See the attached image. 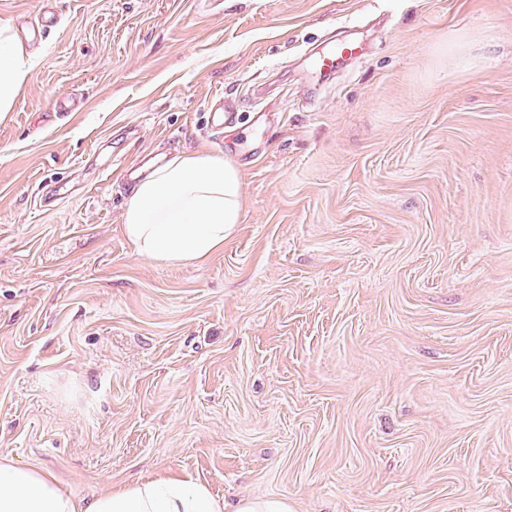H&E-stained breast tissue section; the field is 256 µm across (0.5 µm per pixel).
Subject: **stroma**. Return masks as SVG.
<instances>
[{
	"instance_id": "obj_1",
	"label": "stroma",
	"mask_w": 512,
	"mask_h": 512,
	"mask_svg": "<svg viewBox=\"0 0 512 512\" xmlns=\"http://www.w3.org/2000/svg\"><path fill=\"white\" fill-rule=\"evenodd\" d=\"M0 20L39 58L0 115V456L86 500L169 474L293 512H512V0ZM195 151L240 166L242 221L143 260L126 174ZM357 54V47L353 44H344L332 49L329 53L320 57L316 66L320 72H331L336 70V65L346 57H352Z\"/></svg>"
}]
</instances>
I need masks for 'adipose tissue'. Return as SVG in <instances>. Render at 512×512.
<instances>
[{
  "label": "adipose tissue",
  "mask_w": 512,
  "mask_h": 512,
  "mask_svg": "<svg viewBox=\"0 0 512 512\" xmlns=\"http://www.w3.org/2000/svg\"><path fill=\"white\" fill-rule=\"evenodd\" d=\"M35 60L0 22V112L13 107ZM243 216L236 162L207 152L174 155L139 179L122 213L135 253L152 262L203 260L223 248ZM224 502L190 479L146 478L78 499L49 473L0 456V512H224Z\"/></svg>",
  "instance_id": "adipose-tissue-1"
}]
</instances>
